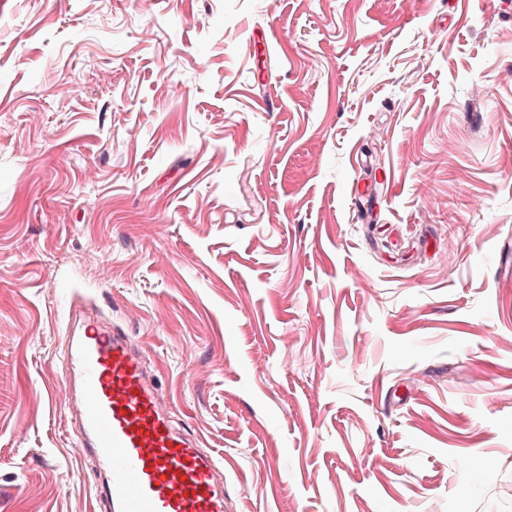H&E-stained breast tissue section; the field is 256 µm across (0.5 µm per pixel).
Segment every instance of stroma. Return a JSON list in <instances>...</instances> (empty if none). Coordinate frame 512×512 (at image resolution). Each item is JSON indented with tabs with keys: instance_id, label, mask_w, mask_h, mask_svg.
<instances>
[{
	"instance_id": "1",
	"label": "stroma",
	"mask_w": 512,
	"mask_h": 512,
	"mask_svg": "<svg viewBox=\"0 0 512 512\" xmlns=\"http://www.w3.org/2000/svg\"><path fill=\"white\" fill-rule=\"evenodd\" d=\"M509 70L512 0H0V512H102L75 293L229 512H512Z\"/></svg>"
}]
</instances>
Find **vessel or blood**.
Listing matches in <instances>:
<instances>
[{
  "mask_svg": "<svg viewBox=\"0 0 512 512\" xmlns=\"http://www.w3.org/2000/svg\"><path fill=\"white\" fill-rule=\"evenodd\" d=\"M60 376L74 390L73 438L104 512H226L223 462L175 425L123 327L84 316Z\"/></svg>",
  "mask_w": 512,
  "mask_h": 512,
  "instance_id": "vessel-or-blood-1",
  "label": "vessel or blood"
}]
</instances>
